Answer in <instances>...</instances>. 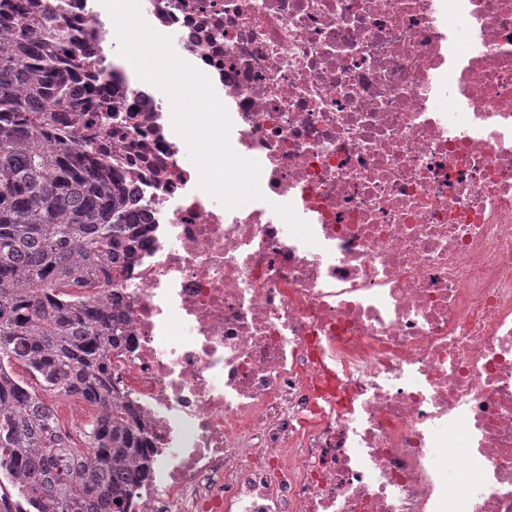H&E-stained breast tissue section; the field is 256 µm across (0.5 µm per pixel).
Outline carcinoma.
<instances>
[{
    "mask_svg": "<svg viewBox=\"0 0 512 512\" xmlns=\"http://www.w3.org/2000/svg\"><path fill=\"white\" fill-rule=\"evenodd\" d=\"M0 472L33 512H126L149 471L144 428L110 364L132 339L116 273L144 245L130 191L96 157L82 112L96 84L57 59L68 24L39 0H0ZM67 102L54 111L51 98ZM112 283V299L65 292ZM22 364L36 385L16 378ZM49 391L97 411L85 451Z\"/></svg>",
    "mask_w": 512,
    "mask_h": 512,
    "instance_id": "carcinoma-1",
    "label": "carcinoma"
}]
</instances>
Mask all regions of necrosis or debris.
Instances as JSON below:
<instances>
[{
    "label": "necrosis or debris",
    "mask_w": 512,
    "mask_h": 512,
    "mask_svg": "<svg viewBox=\"0 0 512 512\" xmlns=\"http://www.w3.org/2000/svg\"><path fill=\"white\" fill-rule=\"evenodd\" d=\"M44 3L147 226L112 356L151 463L127 512H512V0H140L261 166L234 210L101 0Z\"/></svg>",
    "instance_id": "1"
}]
</instances>
